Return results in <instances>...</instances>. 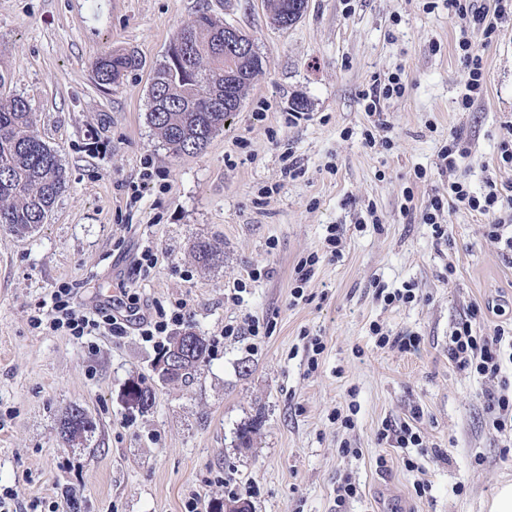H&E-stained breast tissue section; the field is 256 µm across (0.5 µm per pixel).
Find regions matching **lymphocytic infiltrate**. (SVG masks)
Listing matches in <instances>:
<instances>
[{
    "instance_id": "obj_1",
    "label": "lymphocytic infiltrate",
    "mask_w": 512,
    "mask_h": 512,
    "mask_svg": "<svg viewBox=\"0 0 512 512\" xmlns=\"http://www.w3.org/2000/svg\"><path fill=\"white\" fill-rule=\"evenodd\" d=\"M512 0H495L494 8L475 7L473 0H447L448 14L470 20L477 27L483 42H491L497 28V20L507 12ZM459 57L466 69L464 91L459 101L462 110H470L484 89V65L482 56L471 42L458 45ZM488 191L478 196L470 191L464 180L448 185L447 197L430 198L420 212L422 223L431 225L437 237L448 235V227L442 222L447 206L456 205L490 219L486 226L488 238L501 245L502 253L512 256V182L487 181ZM77 291L72 284H60L52 293L50 308H37L30 317L33 329L64 332L74 339L98 333L121 336L126 332L129 316H136L138 329L144 341L158 342L183 325L190 312L189 300L178 299L171 307L154 305L143 308L139 298H131L124 313H114L101 307L85 311L76 303ZM448 359L456 367L470 371L480 378H500L504 363L512 364V325L495 326L492 332H484L476 319L458 323L448 338Z\"/></svg>"
}]
</instances>
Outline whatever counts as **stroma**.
<instances>
[{
	"mask_svg": "<svg viewBox=\"0 0 512 512\" xmlns=\"http://www.w3.org/2000/svg\"><path fill=\"white\" fill-rule=\"evenodd\" d=\"M202 12L249 35L265 64L223 130L177 156L149 122L148 87ZM464 38L484 63V95L467 112ZM116 50L139 65L107 90L92 64ZM396 72L406 91L385 102L388 128L367 146L362 93ZM0 73L7 93L29 102L67 179L35 232L0 226V489L13 492L14 512H185L191 498L203 510L231 497L253 512H488L495 486L512 481V447L491 427L493 387L449 361L448 336L476 306L485 332L512 323V263L486 237V216L449 208L439 241L403 209L405 190L419 206L447 192L436 163L453 132L468 149L457 174L473 192L512 181L500 162L512 135V14L486 44L444 0H308L287 28L267 0H0ZM298 99L307 107L287 122ZM286 155L296 176L282 172ZM418 168L426 178L415 179ZM370 206L380 225L367 223ZM332 225L336 254L325 246ZM200 238L222 262L198 263ZM146 245L158 264L141 279L134 261ZM312 253L315 274L293 300L294 268ZM257 266L268 274L242 303L225 299ZM110 280L150 305L190 297L187 327L206 339L247 314L269 334L255 351L248 337L226 340L189 382L169 384L153 370L161 348L136 328L80 340L32 330L35 307L59 284H75L93 309ZM408 283L420 302L375 297ZM374 323L416 333L418 349L377 347ZM315 336L325 350L312 371ZM133 380L152 388L150 410L123 400ZM73 404L98 424L93 452L56 436ZM346 416L353 427L341 425ZM256 417L251 448L239 447L237 429ZM388 422L416 427L422 447L381 438ZM406 455L417 470H405ZM347 480L358 493L341 509L336 488Z\"/></svg>",
	"mask_w": 512,
	"mask_h": 512,
	"instance_id": "stroma-1",
	"label": "stroma"
}]
</instances>
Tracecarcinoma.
Listing matches in <instances>:
<instances>
[{"mask_svg":"<svg viewBox=\"0 0 512 512\" xmlns=\"http://www.w3.org/2000/svg\"><path fill=\"white\" fill-rule=\"evenodd\" d=\"M175 57L157 68L149 86L148 119L175 155H194L224 128V97L242 102L263 70V59L224 53V24L201 13L183 26ZM139 65L128 52H113L92 64L97 83L116 87ZM66 186L65 170L56 152L35 131L34 114L20 95L0 98V225L16 234H30L43 223ZM192 338V352L178 380L189 379L207 362L206 338L185 332L174 336L167 351ZM98 430L88 412L73 405L58 421L57 433L68 444L94 445Z\"/></svg>","mask_w":512,"mask_h":512,"instance_id":"1","label":"carcinoma"}]
</instances>
